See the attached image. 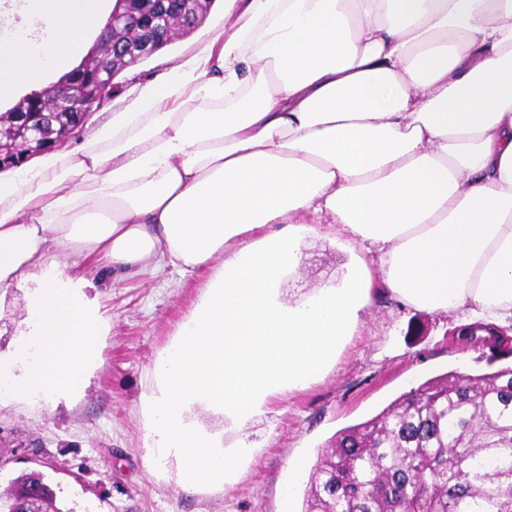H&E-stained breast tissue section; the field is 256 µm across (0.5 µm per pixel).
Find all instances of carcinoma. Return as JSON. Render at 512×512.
<instances>
[{
	"label": "carcinoma",
	"instance_id": "cac0c4a2",
	"mask_svg": "<svg viewBox=\"0 0 512 512\" xmlns=\"http://www.w3.org/2000/svg\"><path fill=\"white\" fill-rule=\"evenodd\" d=\"M121 74L71 70L96 94L68 111L87 117L108 105ZM16 482L0 512H71L42 473ZM302 512H512V365L429 380L337 434L310 474Z\"/></svg>",
	"mask_w": 512,
	"mask_h": 512
}]
</instances>
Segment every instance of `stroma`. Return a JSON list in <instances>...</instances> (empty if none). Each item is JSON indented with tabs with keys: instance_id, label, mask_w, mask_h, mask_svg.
Segmentation results:
<instances>
[{
	"instance_id": "obj_1",
	"label": "stroma",
	"mask_w": 512,
	"mask_h": 512,
	"mask_svg": "<svg viewBox=\"0 0 512 512\" xmlns=\"http://www.w3.org/2000/svg\"><path fill=\"white\" fill-rule=\"evenodd\" d=\"M231 22L223 0H216L196 29L124 72L111 107L123 104L134 83L159 76ZM111 107L91 114L63 150L80 146ZM300 230L297 263L277 285L281 302L341 286L353 266L370 259L340 226L307 223ZM221 265L214 260L186 277L170 268L149 271L104 290L88 289L108 327L99 340V364L75 394L0 402V491L37 470L72 512H279L281 490L290 484L292 510L301 512L306 480L337 432L375 417L427 380L481 373L495 358L489 346L458 337L456 314L376 297L359 311L356 331L334 366L306 389L271 396L262 413L243 422L208 404L191 410L196 428L214 435L240 464L224 481L186 488L179 460L157 459L145 436L162 386L161 361ZM24 307L23 290H0L1 354L16 341Z\"/></svg>"
}]
</instances>
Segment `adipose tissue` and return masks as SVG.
Returning <instances> with one entry per match:
<instances>
[{
  "label": "adipose tissue",
  "instance_id": "ef3b65f1",
  "mask_svg": "<svg viewBox=\"0 0 512 512\" xmlns=\"http://www.w3.org/2000/svg\"><path fill=\"white\" fill-rule=\"evenodd\" d=\"M115 0H0V107L72 70ZM234 21L84 144L0 173V288L27 287L10 395L78 389L105 319L74 271L224 263L164 362L158 447L187 486L236 467L183 422L248 419L336 359L368 265L286 305L295 217L341 225L403 305L512 324V0H225Z\"/></svg>",
  "mask_w": 512,
  "mask_h": 512
}]
</instances>
